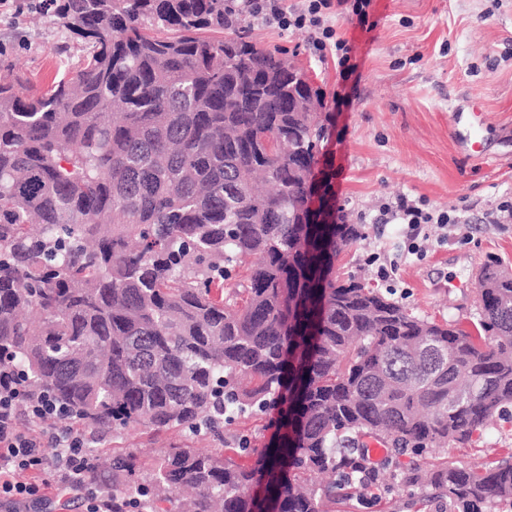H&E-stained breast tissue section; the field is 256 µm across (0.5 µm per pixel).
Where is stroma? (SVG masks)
I'll return each instance as SVG.
<instances>
[{
  "mask_svg": "<svg viewBox=\"0 0 512 512\" xmlns=\"http://www.w3.org/2000/svg\"><path fill=\"white\" fill-rule=\"evenodd\" d=\"M367 26L333 18L352 46L358 69L342 81L335 57L313 55L310 35L254 19L241 28L265 47L286 50L324 94L322 117L331 128L322 171L332 173L336 204L362 236L335 261L339 276L361 277L372 288L392 290L414 315L470 326L477 322L478 275L497 261L512 270V0H370ZM81 48L53 18H17L0 7V60L34 85L44 86L77 64ZM354 88L351 103L337 107L336 93ZM479 104L483 155L470 153L455 134ZM406 194L447 212L448 226L431 225L420 255L407 252L395 224L376 218L381 203ZM466 290L451 288L452 280ZM175 431L143 430L124 437L96 435L98 464L113 452L132 451L149 460L178 443ZM512 453V418L500 419L464 445L449 446L460 466L491 464ZM36 500L0 505V512H86L83 498L57 490L50 473L37 474ZM337 512H439L421 491L396 485L381 469L378 489L358 490Z\"/></svg>",
  "mask_w": 512,
  "mask_h": 512,
  "instance_id": "35a3bbf8",
  "label": "stroma"
}]
</instances>
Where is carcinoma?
Returning a JSON list of instances; mask_svg holds the SVG:
<instances>
[{"label": "carcinoma", "instance_id": "cac0c4a2", "mask_svg": "<svg viewBox=\"0 0 512 512\" xmlns=\"http://www.w3.org/2000/svg\"><path fill=\"white\" fill-rule=\"evenodd\" d=\"M50 2L85 53L45 88L0 75V373L76 431L182 432L148 463L112 454V512H327L364 486L361 438L396 464L508 413L511 271L482 266L475 332L336 276L361 233L315 179L303 68L225 0ZM267 412L272 446L190 445ZM399 483L449 512L512 504V455Z\"/></svg>", "mask_w": 512, "mask_h": 512}]
</instances>
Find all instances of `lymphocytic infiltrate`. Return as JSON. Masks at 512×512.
I'll use <instances>...</instances> for the list:
<instances>
[{"mask_svg": "<svg viewBox=\"0 0 512 512\" xmlns=\"http://www.w3.org/2000/svg\"><path fill=\"white\" fill-rule=\"evenodd\" d=\"M368 0H300L299 5L288 7L283 0H239L238 12L262 22L287 30H307L318 56L335 53L344 74H352L349 63L351 46L339 37L329 19L343 10H350L358 23L366 21ZM381 224H398L409 241V253L420 251L419 241L426 238L432 224L444 225L448 215L425 210L407 196H397L393 202L383 204L377 217ZM28 415L39 422H53L50 432L23 431L18 426L20 415ZM59 411L55 404L37 401L20 406L18 392L10 381L0 382V500L13 502L36 496L40 487L31 476L52 465L62 488L85 491L88 512H102L105 491L87 479L90 462L86 453L90 445L87 436L69 427L58 425Z\"/></svg>", "mask_w": 512, "mask_h": 512, "instance_id": "f902f5d3", "label": "lymphocytic infiltrate"}]
</instances>
